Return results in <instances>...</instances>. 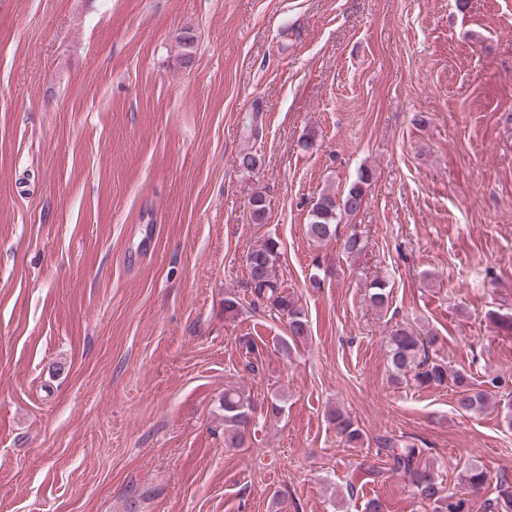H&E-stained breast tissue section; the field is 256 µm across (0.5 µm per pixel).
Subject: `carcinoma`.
Segmentation results:
<instances>
[{
	"mask_svg": "<svg viewBox=\"0 0 512 512\" xmlns=\"http://www.w3.org/2000/svg\"><path fill=\"white\" fill-rule=\"evenodd\" d=\"M368 180L369 176L363 172L347 192H324L318 197L306 225V234L312 241L320 243L329 239L335 232L334 224L342 216L359 211L365 195L363 185ZM278 258V242L268 239L246 254L245 264L253 293L268 300L277 311L288 317L289 341L283 342V348L287 350L290 343L309 335V324L295 298L281 290L273 276ZM368 301L378 311L388 307L389 294L384 280L376 279L369 284ZM437 343L438 336L431 332L423 336L408 328L393 330L388 338V357L394 378L405 379L410 375L424 387L450 384L454 387L459 413L479 415L486 412L492 406L491 394L475 387L466 371L454 370L444 361L430 358L428 349ZM221 409L224 411V445L228 448L244 447L251 440V400L239 390L229 387L224 389ZM330 421L345 446L357 448L363 445V434L350 418L336 411L331 414ZM379 453L385 456L388 470L409 482L417 498L429 505L432 512H469L467 499L443 486L437 469L424 459L423 449L412 443L397 444L386 440L381 443ZM461 480L471 490L478 491L491 483L492 477L487 469L472 464L465 468ZM497 486L498 495L489 502V508L492 512H512V484L500 478Z\"/></svg>",
	"mask_w": 512,
	"mask_h": 512,
	"instance_id": "obj_1",
	"label": "carcinoma"
}]
</instances>
